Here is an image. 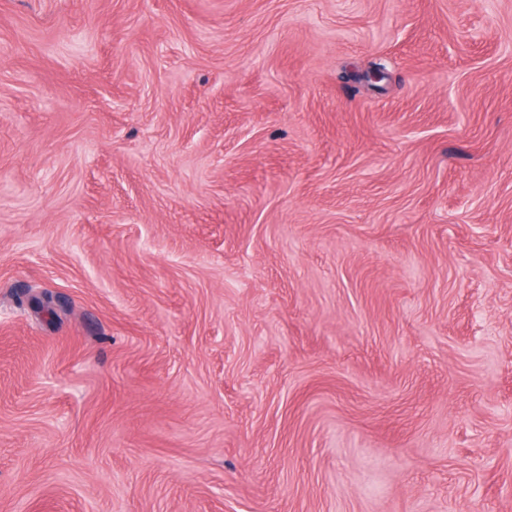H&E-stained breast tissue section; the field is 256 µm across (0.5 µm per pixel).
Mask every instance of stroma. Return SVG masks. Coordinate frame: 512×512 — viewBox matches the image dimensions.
<instances>
[{
  "label": "stroma",
  "instance_id": "35a3bbf8",
  "mask_svg": "<svg viewBox=\"0 0 512 512\" xmlns=\"http://www.w3.org/2000/svg\"><path fill=\"white\" fill-rule=\"evenodd\" d=\"M0 512H512V0H0Z\"/></svg>",
  "mask_w": 512,
  "mask_h": 512
}]
</instances>
